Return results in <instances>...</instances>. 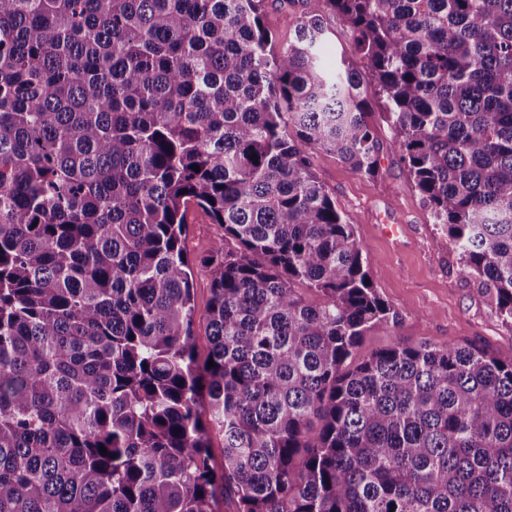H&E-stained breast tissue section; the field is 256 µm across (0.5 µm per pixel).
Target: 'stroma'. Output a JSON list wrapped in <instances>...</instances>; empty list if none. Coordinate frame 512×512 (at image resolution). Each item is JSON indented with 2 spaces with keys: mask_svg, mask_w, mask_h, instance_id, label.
<instances>
[{
  "mask_svg": "<svg viewBox=\"0 0 512 512\" xmlns=\"http://www.w3.org/2000/svg\"><path fill=\"white\" fill-rule=\"evenodd\" d=\"M305 10V0H267L265 22L278 43L293 38ZM369 122L380 145L375 177L354 174L332 154L309 152L312 168L337 209L354 221L374 288L397 314L396 323L377 326L364 336L356 358L402 340L469 346L512 361V328L501 323L490 292L465 268L446 230L434 223L395 151L397 132L380 106H373ZM186 221L184 245L196 307L195 351L202 361L209 353L206 312L211 284L201 260L222 230L194 205L189 206ZM388 224L400 225L399 234L388 235Z\"/></svg>",
  "mask_w": 512,
  "mask_h": 512,
  "instance_id": "1",
  "label": "stroma"
}]
</instances>
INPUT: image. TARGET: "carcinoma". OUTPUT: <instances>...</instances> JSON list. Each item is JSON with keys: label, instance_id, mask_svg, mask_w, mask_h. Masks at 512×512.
I'll use <instances>...</instances> for the list:
<instances>
[{"label": "carcinoma", "instance_id": "obj_1", "mask_svg": "<svg viewBox=\"0 0 512 512\" xmlns=\"http://www.w3.org/2000/svg\"><path fill=\"white\" fill-rule=\"evenodd\" d=\"M307 4L277 47L265 0H0V512H512V361H354L396 313L306 152L374 177V89L512 326V0ZM327 11L365 69L325 65ZM187 232L184 241L189 261L196 315L194 333L197 336L195 351L197 359L202 363L209 353L206 336V312L211 297L210 279L201 267L200 260L210 251L215 240L223 234L218 224H214L210 215L195 205H189L187 214Z\"/></svg>", "mask_w": 512, "mask_h": 512}]
</instances>
